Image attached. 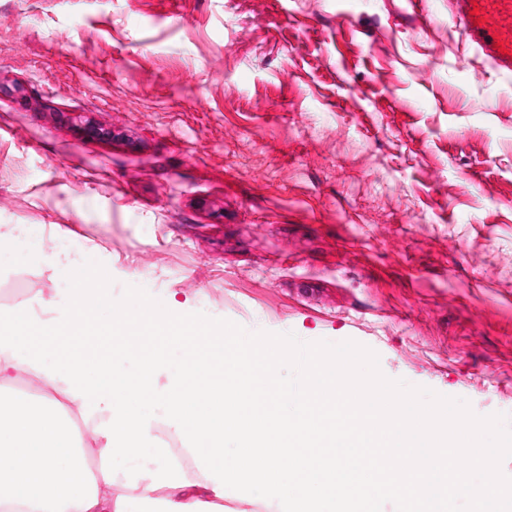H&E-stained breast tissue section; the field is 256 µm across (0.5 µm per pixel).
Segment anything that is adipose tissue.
<instances>
[{"mask_svg":"<svg viewBox=\"0 0 512 512\" xmlns=\"http://www.w3.org/2000/svg\"><path fill=\"white\" fill-rule=\"evenodd\" d=\"M102 280L84 271L62 307H0V512H130L156 500L164 512H212V499L246 487L276 512H375L379 493L407 489L403 512H434L451 494L478 512L484 487L438 480L418 459L383 463L411 438L434 459L472 452L482 429L466 415L448 428L433 412L411 415L403 397L369 390L342 361L312 371L339 384L340 397L317 393L289 408L274 360L220 328L155 303L102 320L112 304ZM20 377L29 392L14 390ZM154 409L191 441L202 480H189L170 449L145 452ZM229 436L243 448L231 460Z\"/></svg>","mask_w":512,"mask_h":512,"instance_id":"1","label":"adipose tissue"}]
</instances>
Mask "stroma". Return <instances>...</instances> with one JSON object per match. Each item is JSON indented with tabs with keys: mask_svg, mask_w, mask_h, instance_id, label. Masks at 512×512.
Listing matches in <instances>:
<instances>
[{
	"mask_svg": "<svg viewBox=\"0 0 512 512\" xmlns=\"http://www.w3.org/2000/svg\"><path fill=\"white\" fill-rule=\"evenodd\" d=\"M512 419V80L448 0H0V225ZM70 290L0 267V304ZM15 240H14V252L11 258L16 263V256L18 255L22 243L28 242L33 245L31 252L35 249L41 252V241L45 236L44 228L41 224H15Z\"/></svg>",
	"mask_w": 512,
	"mask_h": 512,
	"instance_id": "1",
	"label": "stroma"
}]
</instances>
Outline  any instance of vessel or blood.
I'll use <instances>...</instances> for the list:
<instances>
[{
	"mask_svg": "<svg viewBox=\"0 0 512 512\" xmlns=\"http://www.w3.org/2000/svg\"><path fill=\"white\" fill-rule=\"evenodd\" d=\"M448 21L500 76L512 78V0H448Z\"/></svg>",
	"mask_w": 512,
	"mask_h": 512,
	"instance_id": "vessel-or-blood-1",
	"label": "vessel or blood"
}]
</instances>
